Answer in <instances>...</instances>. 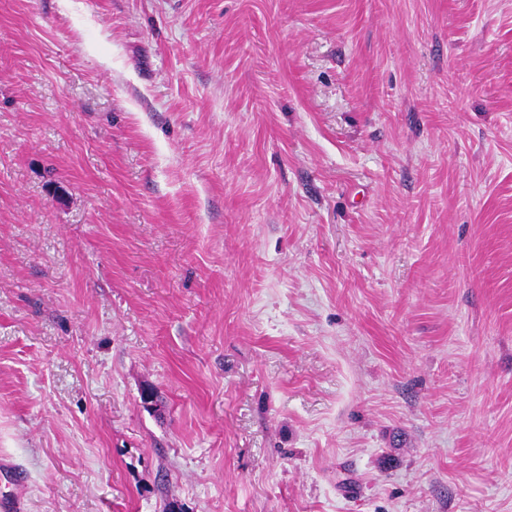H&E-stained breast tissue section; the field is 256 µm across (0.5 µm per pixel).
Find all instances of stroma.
I'll list each match as a JSON object with an SVG mask.
<instances>
[{
	"mask_svg": "<svg viewBox=\"0 0 512 512\" xmlns=\"http://www.w3.org/2000/svg\"><path fill=\"white\" fill-rule=\"evenodd\" d=\"M1 458L512 512V0H0Z\"/></svg>",
	"mask_w": 512,
	"mask_h": 512,
	"instance_id": "stroma-1",
	"label": "stroma"
}]
</instances>
